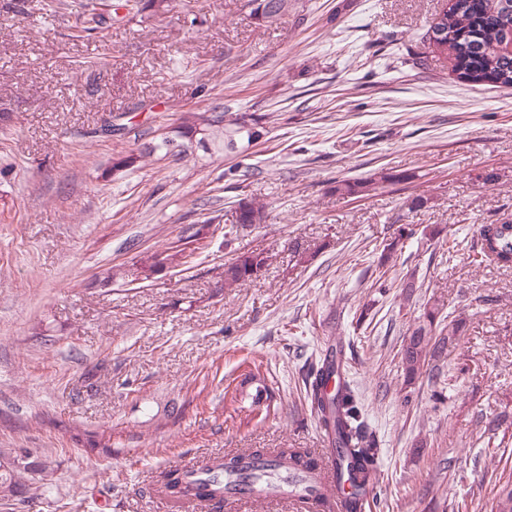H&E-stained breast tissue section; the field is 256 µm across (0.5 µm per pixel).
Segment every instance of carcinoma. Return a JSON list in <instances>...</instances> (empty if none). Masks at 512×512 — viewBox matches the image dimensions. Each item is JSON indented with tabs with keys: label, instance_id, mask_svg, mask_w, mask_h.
<instances>
[{
	"label": "carcinoma",
	"instance_id": "1",
	"mask_svg": "<svg viewBox=\"0 0 512 512\" xmlns=\"http://www.w3.org/2000/svg\"><path fill=\"white\" fill-rule=\"evenodd\" d=\"M297 0H246L245 8L253 24L271 26L295 9ZM172 0H124L116 9L126 11L131 21L149 11L162 16L170 11ZM82 32L92 35L105 28L104 18L91 11L82 15ZM430 46L448 58L452 69L468 82L478 85L512 87V0H448L440 22L426 32ZM266 115L256 112L232 113L224 104H213L186 112L179 123L160 140L136 152L131 150L112 161V174L137 168L145 156L156 152L166 155L203 153L227 154L252 144L264 134ZM400 184L409 180L403 172L385 173L380 179L359 178L336 182V192L355 198H366L376 190L377 181ZM263 207L241 198L231 209L230 227L224 242L240 227L260 224ZM471 262L487 261L499 267L512 266V224H484L474 246L469 249ZM154 253L139 263L132 276L148 280L159 273ZM269 257L241 252L224 264V287L237 288L257 277ZM437 312H427V323L415 327L405 338L401 356L407 381L412 382L433 366L450 345L458 344L465 322L461 318L448 321V329L435 324ZM306 397L311 412L323 430L329 447L337 458V478H347L350 491L345 493V512H362L363 497L380 474V443L365 420V411L351 382L340 378L336 351H326L323 359L311 366L306 379ZM320 460L308 448H247L210 458L192 471L172 468L162 472L154 490L176 503L193 507L206 505L209 512H222L224 504L240 489L277 488L285 482L309 486ZM55 463L38 457L34 471L0 469V500L25 499L32 490L52 486ZM40 486H33V476Z\"/></svg>",
	"mask_w": 512,
	"mask_h": 512
}]
</instances>
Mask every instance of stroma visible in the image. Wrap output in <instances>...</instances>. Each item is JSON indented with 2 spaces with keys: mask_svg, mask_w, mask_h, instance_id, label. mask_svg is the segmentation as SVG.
I'll list each match as a JSON object with an SVG mask.
<instances>
[{
  "mask_svg": "<svg viewBox=\"0 0 512 512\" xmlns=\"http://www.w3.org/2000/svg\"><path fill=\"white\" fill-rule=\"evenodd\" d=\"M80 2L0 0V448L58 464L53 489L0 512H162L149 486L163 470L323 448L305 378L332 337L382 448L372 512H496L512 428L497 442L484 425L512 414V268L467 251L481 225L512 222V87L466 83L428 47L448 0H299L269 28L243 0H191L193 22L177 8L103 41L74 38ZM202 88L267 114L265 135L114 179L113 158L155 143ZM112 112L129 116L122 134L86 137ZM385 172L408 179L335 191ZM243 197L265 219L225 244ZM206 220L207 239L183 240ZM173 247L191 269L104 284ZM256 249L265 270L223 287L225 263ZM431 307L466 320L438 396L406 384L401 358ZM78 431L110 453L84 452ZM377 184L374 178L340 180L336 183V193L348 197L366 198L376 190Z\"/></svg>",
  "mask_w": 512,
  "mask_h": 512,
  "instance_id": "1",
  "label": "stroma"
}]
</instances>
